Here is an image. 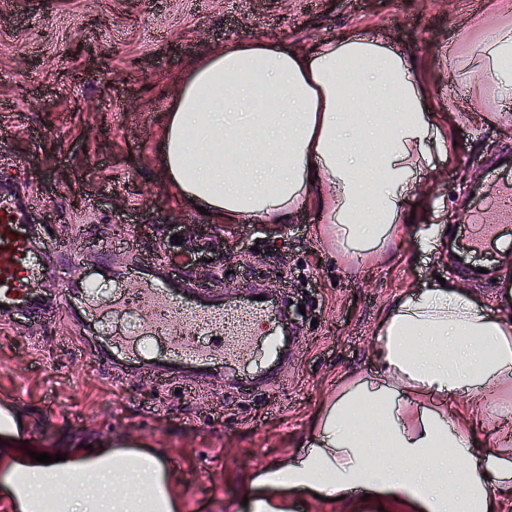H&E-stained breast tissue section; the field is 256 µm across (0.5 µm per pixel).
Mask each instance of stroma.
<instances>
[{
    "label": "stroma",
    "instance_id": "1",
    "mask_svg": "<svg viewBox=\"0 0 512 512\" xmlns=\"http://www.w3.org/2000/svg\"><path fill=\"white\" fill-rule=\"evenodd\" d=\"M490 26L512 28L505 0H0V185L17 187L42 238H80L79 261H51L56 286L78 277L99 291L138 280L98 279L99 245L114 263L139 258L178 269L205 290L197 260H221L224 299L243 285L276 288L304 304L299 352L254 393L231 374L191 393L104 367L68 310L52 321L0 325V405L28 421L26 448L70 440H128L163 454L178 478L181 512H244L254 476L296 453L325 402L375 376L376 330L395 297L433 277L452 278L497 312L505 268L468 271L467 227L495 221L494 197L512 187V107L488 71L458 56ZM382 33L414 58L437 121L458 147L419 178L411 223L388 252L352 260L331 245L315 210L288 224H227L181 203L159 151L165 111L181 79L210 50L242 35L310 47L349 31ZM449 226L424 246L435 213ZM177 224L206 228L175 238ZM378 497L332 504L288 494V512H379Z\"/></svg>",
    "mask_w": 512,
    "mask_h": 512
}]
</instances>
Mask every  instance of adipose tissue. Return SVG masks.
<instances>
[{"label":"adipose tissue","instance_id":"obj_1","mask_svg":"<svg viewBox=\"0 0 512 512\" xmlns=\"http://www.w3.org/2000/svg\"><path fill=\"white\" fill-rule=\"evenodd\" d=\"M488 60L512 99V30L489 28ZM446 147L405 52L361 31L311 49L260 36L212 51L182 79L161 163L188 207L225 223L285 224L313 205L352 259L386 251L411 221L431 145ZM490 314L457 281L399 295L377 336L375 379L326 403L317 432L250 484V512H284L278 492L363 489L391 512H497L512 499V434L482 447L462 419L512 387V283ZM17 414L0 410L5 512H177L158 456L111 441L68 443L61 461H18Z\"/></svg>","mask_w":512,"mask_h":512}]
</instances>
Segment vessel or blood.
I'll return each instance as SVG.
<instances>
[{
    "instance_id": "vessel-or-blood-1",
    "label": "vessel or blood",
    "mask_w": 512,
    "mask_h": 512,
    "mask_svg": "<svg viewBox=\"0 0 512 512\" xmlns=\"http://www.w3.org/2000/svg\"><path fill=\"white\" fill-rule=\"evenodd\" d=\"M81 243H36L25 211L11 194L0 195V318L15 320L29 315L53 317L57 308L79 302L81 312L97 320L102 342L101 362L128 365L154 380L179 374L193 390H202L222 363H241L257 341H264L266 355L279 351L276 332L258 336L260 320L276 322L282 312L258 300L249 288L234 308H226L221 292L212 296L182 287L180 277L157 271L154 263L132 265L128 273L139 279L134 295L109 298L97 294L92 281L79 279L71 287H54L38 256L66 253L76 257Z\"/></svg>"
}]
</instances>
